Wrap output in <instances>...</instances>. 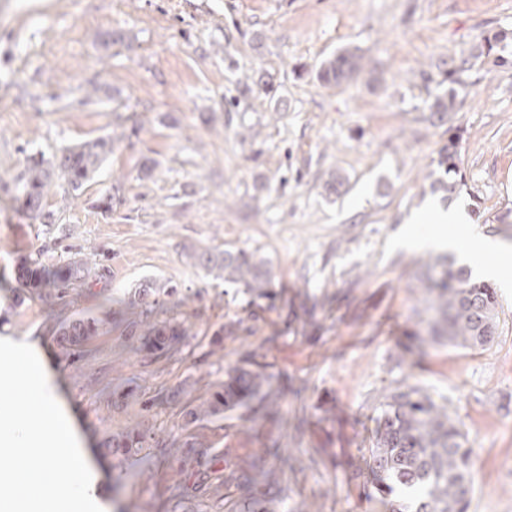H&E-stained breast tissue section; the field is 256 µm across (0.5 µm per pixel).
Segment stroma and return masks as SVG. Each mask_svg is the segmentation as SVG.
Here are the masks:
<instances>
[{"label": "stroma", "mask_w": 512, "mask_h": 512, "mask_svg": "<svg viewBox=\"0 0 512 512\" xmlns=\"http://www.w3.org/2000/svg\"><path fill=\"white\" fill-rule=\"evenodd\" d=\"M512 42V0H0V338L38 342L55 393L94 470L103 512H385L364 456L383 396L422 387L459 422L473 455L468 512H512V292L480 353L422 341L418 278L447 247L401 245L410 216L465 207L482 235L512 248V65L476 60L449 126L432 125L442 60L473 52L481 31ZM360 48L364 69L329 86L320 65ZM431 81H423V73ZM463 183L454 200L430 171L450 133ZM112 154L77 196L49 195L59 229L17 213L12 189L31 156L101 135ZM339 193L326 190L331 176ZM111 196V211L98 201ZM244 250L267 259L273 295L207 277L189 254ZM69 255L105 270L65 303L15 294L20 261ZM175 285L151 322L178 327L181 351L133 349L128 300L141 280ZM125 307L126 320L110 313ZM89 314L87 357L55 331ZM221 346H214L215 337ZM265 365L278 413L257 402L185 426L176 402L205 399L228 369ZM132 380L136 394L112 403ZM139 423L152 468L131 478L98 455ZM181 457L164 455L171 440ZM237 484L217 501L205 447Z\"/></svg>", "instance_id": "35a3bbf8"}]
</instances>
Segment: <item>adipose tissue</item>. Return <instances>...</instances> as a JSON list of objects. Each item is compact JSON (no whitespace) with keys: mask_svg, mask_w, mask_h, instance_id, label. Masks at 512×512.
I'll return each mask as SVG.
<instances>
[{"mask_svg":"<svg viewBox=\"0 0 512 512\" xmlns=\"http://www.w3.org/2000/svg\"><path fill=\"white\" fill-rule=\"evenodd\" d=\"M434 228L425 233L408 234L406 246L422 249L440 241H447L449 247L473 258L478 272L488 278H499L500 258L511 253L500 242L480 235L469 223L464 209L453 208L437 213Z\"/></svg>","mask_w":512,"mask_h":512,"instance_id":"adipose-tissue-1","label":"adipose tissue"}]
</instances>
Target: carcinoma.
I'll list each match as a JSON object with an SVG mask.
<instances>
[{
  "label": "carcinoma",
  "instance_id": "cac0c4a2",
  "mask_svg": "<svg viewBox=\"0 0 512 512\" xmlns=\"http://www.w3.org/2000/svg\"><path fill=\"white\" fill-rule=\"evenodd\" d=\"M505 39L501 32H484L477 50L481 55L494 56L497 64L504 65L512 60L504 54ZM471 68L468 56L442 62L438 70L448 88L430 101L429 119L443 125L448 114L456 111V86L463 84L462 76ZM362 70V58L357 50L346 47L323 63L318 78L328 85H340ZM113 145L112 136L102 135L65 148L58 157L31 158L15 185V200L20 210L44 227H51L54 213L45 210L49 189L56 188L64 199L74 196L100 171ZM459 171L456 136L452 134L448 145L440 150L437 168L429 173L433 177L432 186L453 197L459 188ZM191 258L227 284L241 286L257 295L267 294L270 270L262 258L230 251H203ZM90 277L91 270L78 262L55 267L29 257L18 268L22 287L60 301L66 300L74 286ZM419 283L426 310L431 313L427 335L432 342H444L475 353L494 341L498 335L499 303L492 284L473 279L467 268L455 266L446 256L427 263ZM157 292L171 296L177 287L159 284L152 278L139 284L138 295L144 298ZM130 326L140 327V349L158 358L179 351L180 333L176 328L146 319L132 321ZM99 331L97 318L83 316L61 323L56 330V341L67 355L74 350L85 353L87 342L99 335ZM264 380L265 375L259 370H234L204 401L185 404V425L219 419L225 409L255 396L260 403L277 407L276 394L270 389L261 391ZM150 438V430L136 424L106 440L100 452L113 459L114 467L119 469L138 456L141 470L145 471L150 469L151 461L140 453ZM368 452L375 487L388 499L389 512H468L473 492L472 449L467 447L466 436L448 414V408L436 403L422 388L407 384L384 395L376 408Z\"/></svg>",
  "mask_w": 512,
  "mask_h": 512
}]
</instances>
